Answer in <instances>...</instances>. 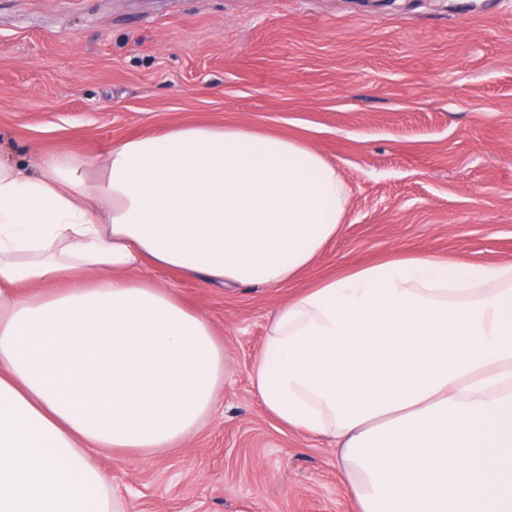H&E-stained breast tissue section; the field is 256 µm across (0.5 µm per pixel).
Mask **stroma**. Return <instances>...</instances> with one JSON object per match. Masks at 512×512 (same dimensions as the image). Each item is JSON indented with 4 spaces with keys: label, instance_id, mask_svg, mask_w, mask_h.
<instances>
[{
    "label": "stroma",
    "instance_id": "1",
    "mask_svg": "<svg viewBox=\"0 0 512 512\" xmlns=\"http://www.w3.org/2000/svg\"><path fill=\"white\" fill-rule=\"evenodd\" d=\"M185 122L298 136L346 193L336 238L280 288L149 276L230 360L207 425L96 462L124 512H357L329 440L251 385L277 308L394 255L512 265V0H0V152L86 156Z\"/></svg>",
    "mask_w": 512,
    "mask_h": 512
}]
</instances>
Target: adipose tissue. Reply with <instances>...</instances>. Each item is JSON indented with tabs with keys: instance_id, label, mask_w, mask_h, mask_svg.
Returning <instances> with one entry per match:
<instances>
[{
	"instance_id": "adipose-tissue-1",
	"label": "adipose tissue",
	"mask_w": 512,
	"mask_h": 512,
	"mask_svg": "<svg viewBox=\"0 0 512 512\" xmlns=\"http://www.w3.org/2000/svg\"><path fill=\"white\" fill-rule=\"evenodd\" d=\"M344 216L322 154L235 124L0 158V512H118L92 450L176 448L211 415L229 357L148 270L278 288ZM251 384L335 444L359 512H512V265L323 279L281 304Z\"/></svg>"
}]
</instances>
